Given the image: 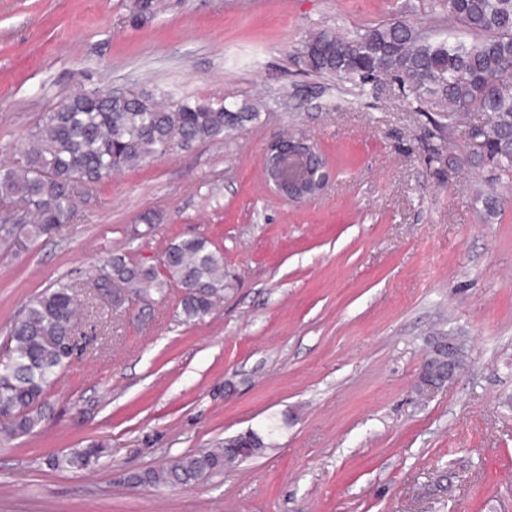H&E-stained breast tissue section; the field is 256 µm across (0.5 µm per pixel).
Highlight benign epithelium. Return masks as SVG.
<instances>
[{"mask_svg":"<svg viewBox=\"0 0 512 512\" xmlns=\"http://www.w3.org/2000/svg\"><path fill=\"white\" fill-rule=\"evenodd\" d=\"M263 175L266 186L290 203H305L323 195L331 182L330 169L316 143L297 136L267 146ZM463 352V343L454 339L433 345L423 363L418 392L441 388L453 377Z\"/></svg>","mask_w":512,"mask_h":512,"instance_id":"benign-epithelium-1","label":"benign epithelium"}]
</instances>
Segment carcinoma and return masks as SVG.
Here are the masks:
<instances>
[{
    "instance_id": "obj_1",
    "label": "carcinoma",
    "mask_w": 512,
    "mask_h": 512,
    "mask_svg": "<svg viewBox=\"0 0 512 512\" xmlns=\"http://www.w3.org/2000/svg\"><path fill=\"white\" fill-rule=\"evenodd\" d=\"M448 29L421 35L395 19L341 38L323 29L309 34L302 58L314 74L349 80L390 76L416 112L448 113V130L465 125L461 162L488 169V182L512 183V0H445ZM258 116L250 104L195 101L163 105L153 93L132 89L114 97L106 87L83 90L46 113L26 137L18 160L0 164V236L21 248L73 220L79 190L132 168L158 153L228 134ZM163 270L113 256L99 269L96 288H128L145 306L177 285L187 290L181 310L187 321L211 314L224 298V257L202 237L173 239ZM76 329L74 287L65 281L28 302L0 346V418L9 435L29 434L40 424L51 387L73 360ZM239 439L183 456L130 476L140 486L197 484L241 461ZM106 453L91 441L68 454L48 455L51 469L89 470Z\"/></svg>"
}]
</instances>
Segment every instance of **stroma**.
Wrapping results in <instances>:
<instances>
[{"mask_svg":"<svg viewBox=\"0 0 512 512\" xmlns=\"http://www.w3.org/2000/svg\"><path fill=\"white\" fill-rule=\"evenodd\" d=\"M397 17L448 24L438 0H162L142 16L134 0H0V162L81 86L263 104L231 137L87 187L28 249L0 242V339L60 278L87 334L33 433L0 418V512H512V185L458 163L461 132L440 136L445 113L412 111L393 78L301 60L312 32ZM291 132L332 174L303 205L262 180ZM196 236L227 283L204 319L185 321L177 287L147 309L95 290L105 258L155 265ZM437 336L460 338L463 365L421 397ZM248 430L272 448L224 473L126 481ZM91 439L108 448L94 469L44 464Z\"/></svg>","mask_w":512,"mask_h":512,"instance_id":"obj_1","label":"stroma"}]
</instances>
